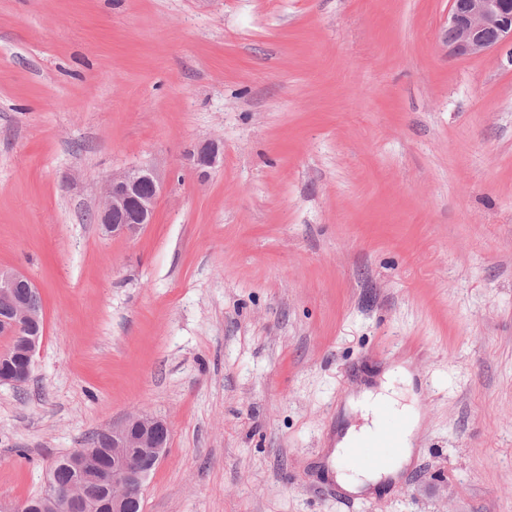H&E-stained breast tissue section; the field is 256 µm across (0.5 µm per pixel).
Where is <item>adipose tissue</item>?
<instances>
[{
  "label": "adipose tissue",
  "mask_w": 512,
  "mask_h": 512,
  "mask_svg": "<svg viewBox=\"0 0 512 512\" xmlns=\"http://www.w3.org/2000/svg\"><path fill=\"white\" fill-rule=\"evenodd\" d=\"M411 378V372L407 367L396 365L381 374L375 387L349 398L350 413L360 415L362 423L358 426H348L336 443V454H343L354 440L373 433L379 425L378 411L383 407L391 408L403 418L405 449L399 457L392 459L383 468L368 466L351 473L340 474L339 480L348 491L359 493L375 487L384 478L395 476L401 467L409 462L414 433L421 423L419 411L406 401L411 393Z\"/></svg>",
  "instance_id": "obj_1"
}]
</instances>
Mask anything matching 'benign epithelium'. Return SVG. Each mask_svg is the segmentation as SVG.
Listing matches in <instances>:
<instances>
[{
  "mask_svg": "<svg viewBox=\"0 0 512 512\" xmlns=\"http://www.w3.org/2000/svg\"><path fill=\"white\" fill-rule=\"evenodd\" d=\"M512 42V0H450L445 42L450 57L481 56L502 43ZM223 160L216 142L201 144L188 157V165L199 180ZM164 183L161 171L138 166L112 174L106 182L96 223L112 237H133L152 223L158 195ZM36 287L17 271L0 267V336L21 341L0 351L8 368L0 382L24 385L30 378L39 336L30 329L43 324L41 306L31 299ZM112 442V467L100 470L104 486H112V497L101 506L111 512H127L132 501L141 499L144 484L162 460L170 435L167 422L151 413L136 411L105 431ZM76 469L99 467L98 448L89 444L69 457ZM66 512L83 507L79 487L61 491L48 486Z\"/></svg>",
  "mask_w": 512,
  "mask_h": 512,
  "instance_id": "obj_1",
  "label": "benign epithelium"
}]
</instances>
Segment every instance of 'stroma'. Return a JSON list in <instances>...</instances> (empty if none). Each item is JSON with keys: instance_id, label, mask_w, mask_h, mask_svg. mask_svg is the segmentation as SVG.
<instances>
[{"instance_id": "stroma-1", "label": "stroma", "mask_w": 512, "mask_h": 512, "mask_svg": "<svg viewBox=\"0 0 512 512\" xmlns=\"http://www.w3.org/2000/svg\"><path fill=\"white\" fill-rule=\"evenodd\" d=\"M448 8L0 0V266L44 316L0 501L142 409L171 430L143 512H512V43L449 57ZM141 164L153 222L106 235ZM396 364L412 461L346 494V398ZM188 165L199 180H204L211 169L223 160V149L217 142L201 144L188 157ZM163 183V173L150 166L113 173L104 187L96 223L109 236H135L145 224H152Z\"/></svg>"}]
</instances>
